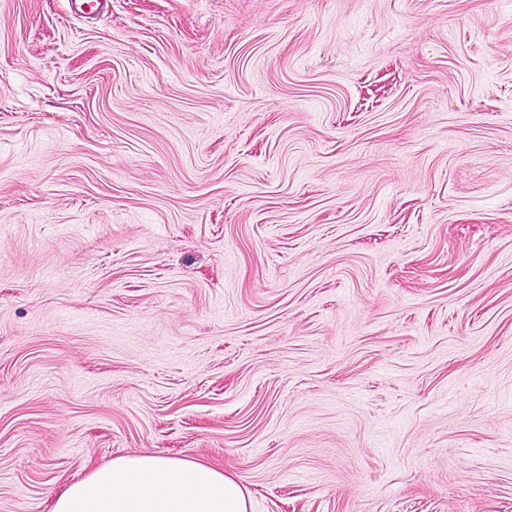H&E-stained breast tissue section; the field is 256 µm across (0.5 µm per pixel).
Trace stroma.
I'll return each mask as SVG.
<instances>
[{
	"instance_id": "1",
	"label": "stroma",
	"mask_w": 512,
	"mask_h": 512,
	"mask_svg": "<svg viewBox=\"0 0 512 512\" xmlns=\"http://www.w3.org/2000/svg\"><path fill=\"white\" fill-rule=\"evenodd\" d=\"M145 454L512 512V0H0V512Z\"/></svg>"
}]
</instances>
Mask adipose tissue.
<instances>
[{"label": "adipose tissue", "instance_id": "obj_1", "mask_svg": "<svg viewBox=\"0 0 512 512\" xmlns=\"http://www.w3.org/2000/svg\"><path fill=\"white\" fill-rule=\"evenodd\" d=\"M52 512H248L239 482L191 459L122 456L68 484Z\"/></svg>", "mask_w": 512, "mask_h": 512}]
</instances>
